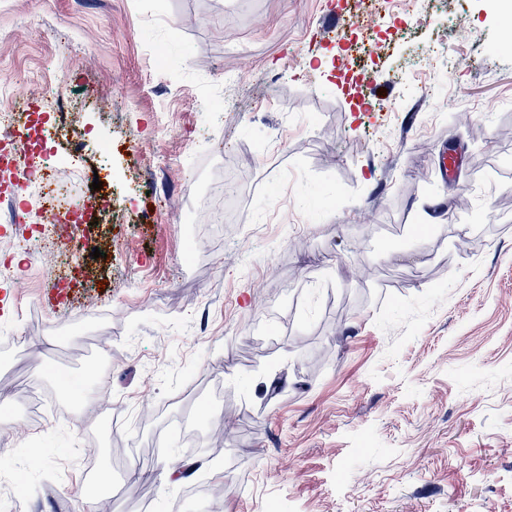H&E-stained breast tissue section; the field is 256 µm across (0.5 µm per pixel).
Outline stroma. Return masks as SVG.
Wrapping results in <instances>:
<instances>
[{
    "instance_id": "stroma-1",
    "label": "stroma",
    "mask_w": 512,
    "mask_h": 512,
    "mask_svg": "<svg viewBox=\"0 0 512 512\" xmlns=\"http://www.w3.org/2000/svg\"><path fill=\"white\" fill-rule=\"evenodd\" d=\"M371 2L385 22L356 30L380 46L358 53L355 86L346 41L321 34L347 0H0V117L79 113L73 201L94 200L73 230L78 262L55 276L38 269L45 239L27 216L0 221L17 272L0 279V387L50 395L53 359L80 368L96 341L56 348L66 323L109 332L112 353L92 407L34 417L15 393L0 407V463L15 473H0V512H100L104 498L109 512H205L183 497L201 479L223 487V512H512L500 0ZM454 141L465 161L444 180ZM228 167L232 221L186 265L182 194ZM203 367L219 379L202 389L224 395L191 448L168 423L195 411L184 378ZM119 400L132 411L115 421L105 405ZM29 436L41 467L26 463ZM89 439L112 470L103 493ZM190 455L197 473L161 485Z\"/></svg>"
}]
</instances>
